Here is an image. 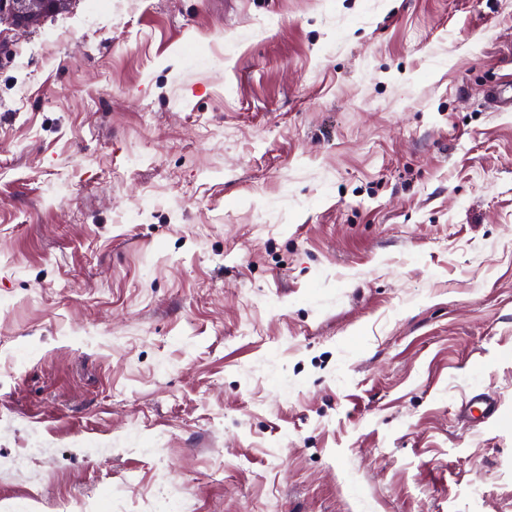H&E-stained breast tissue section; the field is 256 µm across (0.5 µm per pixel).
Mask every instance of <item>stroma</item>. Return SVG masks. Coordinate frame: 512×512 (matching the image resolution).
Segmentation results:
<instances>
[{"mask_svg":"<svg viewBox=\"0 0 512 512\" xmlns=\"http://www.w3.org/2000/svg\"><path fill=\"white\" fill-rule=\"evenodd\" d=\"M499 85L512 0H68L13 36L0 512H512ZM460 411L472 426H478L497 418L498 401L480 390H473L468 400L460 407Z\"/></svg>","mask_w":512,"mask_h":512,"instance_id":"35a3bbf8","label":"stroma"}]
</instances>
